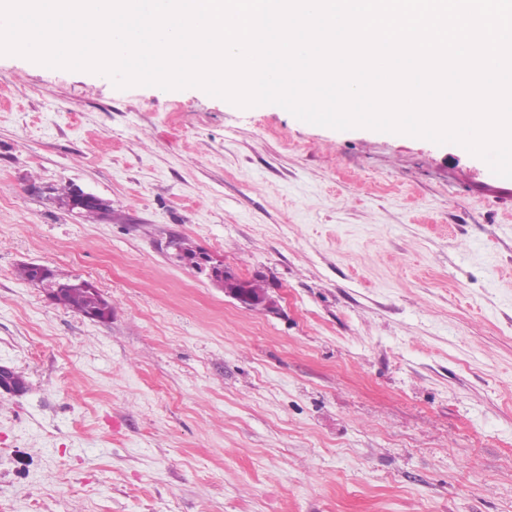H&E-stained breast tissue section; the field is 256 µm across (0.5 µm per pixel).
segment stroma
Segmentation results:
<instances>
[{
  "instance_id": "35a3bbf8",
  "label": "stroma",
  "mask_w": 512,
  "mask_h": 512,
  "mask_svg": "<svg viewBox=\"0 0 512 512\" xmlns=\"http://www.w3.org/2000/svg\"><path fill=\"white\" fill-rule=\"evenodd\" d=\"M66 186L111 212L61 208ZM0 363L29 383L0 395V512H512V179L457 144L0 55ZM221 265L210 266L209 276L218 288L224 289V294L235 299L242 308L253 310V306L257 304V300L250 294L244 292L241 288H236L237 278L228 272L229 288L226 286L225 272ZM83 285L76 288H67L65 293L50 297L58 305L76 312L91 320H105L112 317V305L108 306V314L103 309V296L92 283L83 280Z\"/></svg>"
}]
</instances>
